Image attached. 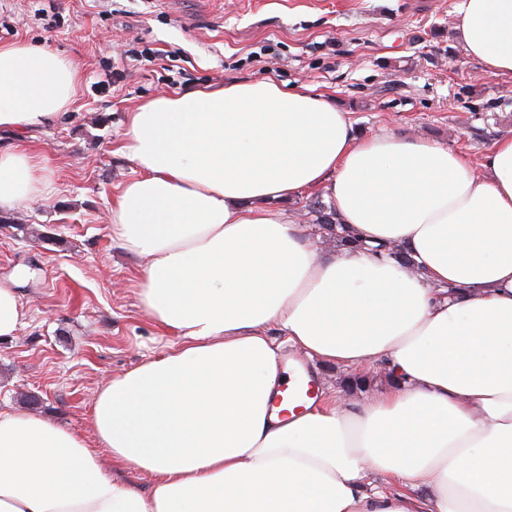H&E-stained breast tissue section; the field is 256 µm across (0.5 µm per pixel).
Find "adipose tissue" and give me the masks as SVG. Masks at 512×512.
I'll list each match as a JSON object with an SVG mask.
<instances>
[{"mask_svg": "<svg viewBox=\"0 0 512 512\" xmlns=\"http://www.w3.org/2000/svg\"><path fill=\"white\" fill-rule=\"evenodd\" d=\"M453 12L466 55L512 75V0ZM78 84L63 56L0 45V131L56 119ZM118 152L134 176L112 236L179 342L100 390L95 443L0 409V512H512V136L475 169L424 139L359 135L312 87L264 78L145 101ZM45 189L33 154L0 151V208ZM304 189L359 247L316 255L279 207ZM29 318L0 281V338ZM287 346L389 382L284 405L309 382ZM129 469L148 493L120 481Z\"/></svg>", "mask_w": 512, "mask_h": 512, "instance_id": "1", "label": "adipose tissue"}]
</instances>
